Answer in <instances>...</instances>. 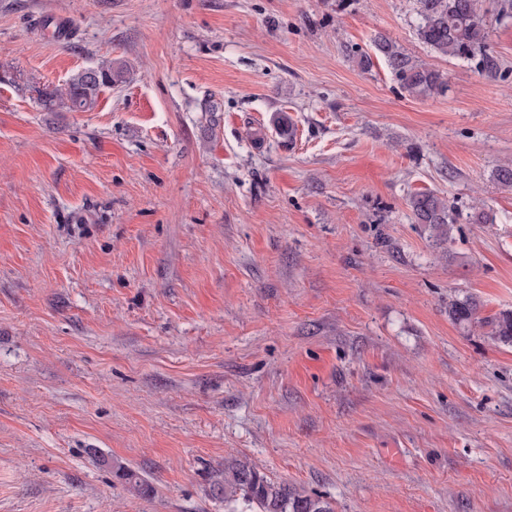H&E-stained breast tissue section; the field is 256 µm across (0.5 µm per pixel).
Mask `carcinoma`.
<instances>
[{
    "label": "carcinoma",
    "instance_id": "cac0c4a2",
    "mask_svg": "<svg viewBox=\"0 0 512 512\" xmlns=\"http://www.w3.org/2000/svg\"><path fill=\"white\" fill-rule=\"evenodd\" d=\"M417 36L434 52L469 60L481 54V72L495 76L496 60L485 53V11L481 0H418ZM376 50L384 57L401 87L413 95H432L446 86L443 75L405 53L392 40L378 36ZM124 78V69L110 63L89 67L78 73L63 87L40 92L39 99L50 111H75L79 102L94 104L101 89ZM415 223L427 226L438 238L450 234L460 213L450 201L433 192H418L409 201ZM448 315L457 323L476 325L477 304L470 298L448 301ZM495 339L512 343V312H502L495 319ZM116 475L138 493L150 491L149 484L138 472L118 467ZM212 496L224 499L231 512H333L320 496H312L273 481L252 463L234 460L224 465L220 476L209 485Z\"/></svg>",
    "mask_w": 512,
    "mask_h": 512
}]
</instances>
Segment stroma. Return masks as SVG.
I'll use <instances>...</instances> for the list:
<instances>
[{
	"mask_svg": "<svg viewBox=\"0 0 512 512\" xmlns=\"http://www.w3.org/2000/svg\"><path fill=\"white\" fill-rule=\"evenodd\" d=\"M485 6L493 79L417 0H0V512H225L234 458L334 512H512V345L448 315L512 310V0ZM104 61L93 108L44 109ZM418 191L494 221L437 239ZM374 42L376 50L384 57L391 73L410 94H437L446 86L447 82L439 71L419 63L389 38L380 35ZM448 315L463 325H476L482 322L477 316V304L470 298L449 300Z\"/></svg>",
	"mask_w": 512,
	"mask_h": 512,
	"instance_id": "obj_1",
	"label": "stroma"
}]
</instances>
